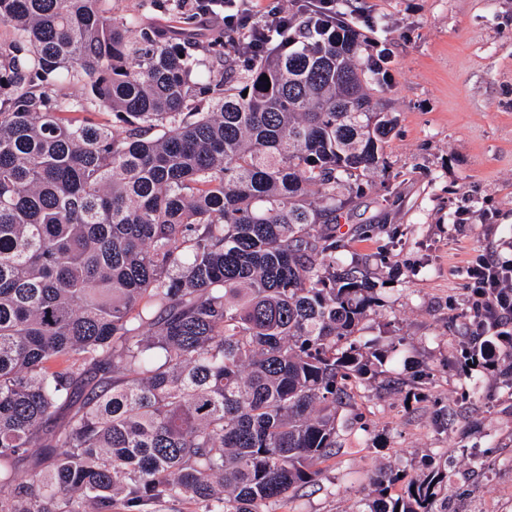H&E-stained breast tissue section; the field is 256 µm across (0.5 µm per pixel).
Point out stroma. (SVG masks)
Returning <instances> with one entry per match:
<instances>
[{
	"mask_svg": "<svg viewBox=\"0 0 512 512\" xmlns=\"http://www.w3.org/2000/svg\"><path fill=\"white\" fill-rule=\"evenodd\" d=\"M116 16L176 32L178 0H107ZM392 51L375 97L396 118L385 165L346 178L339 255L364 267L374 306L354 337L384 361L339 416L338 451L317 482L271 512H361L379 470L448 461L451 512H512V389L498 372L469 384L461 357L473 312L471 258L512 251V0H343Z\"/></svg>",
	"mask_w": 512,
	"mask_h": 512,
	"instance_id": "obj_1",
	"label": "stroma"
}]
</instances>
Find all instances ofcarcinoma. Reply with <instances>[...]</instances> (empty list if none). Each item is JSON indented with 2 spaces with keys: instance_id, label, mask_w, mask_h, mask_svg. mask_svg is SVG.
I'll use <instances>...</instances> for the list:
<instances>
[{
  "instance_id": "1",
  "label": "carcinoma",
  "mask_w": 512,
  "mask_h": 512,
  "mask_svg": "<svg viewBox=\"0 0 512 512\" xmlns=\"http://www.w3.org/2000/svg\"><path fill=\"white\" fill-rule=\"evenodd\" d=\"M0 24V512H269L380 358L351 339L373 285L337 256L336 185L383 161L389 51L306 8L254 59L134 40L104 0H0ZM226 52L238 75L201 74ZM92 108L112 121L63 117ZM472 326V365L512 356ZM400 481L362 512H438L448 461Z\"/></svg>"
}]
</instances>
